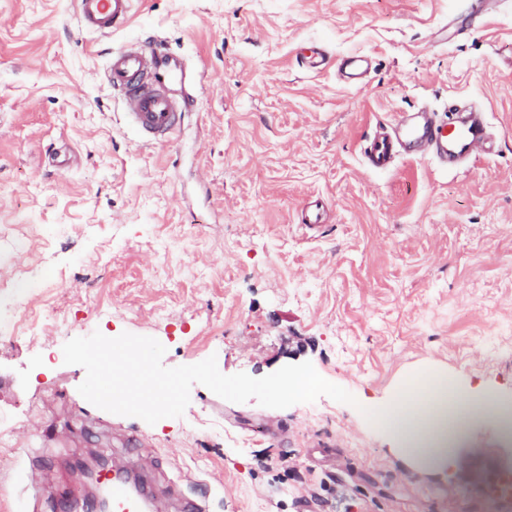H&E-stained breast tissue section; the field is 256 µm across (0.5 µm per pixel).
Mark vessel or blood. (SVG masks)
I'll return each mask as SVG.
<instances>
[{"label": "vessel or blood", "instance_id": "obj_1", "mask_svg": "<svg viewBox=\"0 0 512 512\" xmlns=\"http://www.w3.org/2000/svg\"><path fill=\"white\" fill-rule=\"evenodd\" d=\"M132 9L133 0H78L82 25L102 34L125 28ZM155 58L154 48L132 45L112 55L106 79L112 90L121 94L128 122L141 132L164 139L180 129L185 106L170 95L154 71ZM448 110L445 117L425 113L416 123L399 116L391 124V133L377 134L366 147L364 155L369 165L380 171L389 169L399 148L408 155L433 148L444 164L452 158L475 159L493 153L494 141L481 118L458 126L452 118L458 110L457 99L449 100ZM102 481L112 493V512H157L160 506L126 470L117 468L104 473Z\"/></svg>", "mask_w": 512, "mask_h": 512}]
</instances>
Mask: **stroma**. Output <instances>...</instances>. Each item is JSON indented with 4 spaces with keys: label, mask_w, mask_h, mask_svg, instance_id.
Masks as SVG:
<instances>
[{
    "label": "stroma",
    "mask_w": 512,
    "mask_h": 512,
    "mask_svg": "<svg viewBox=\"0 0 512 512\" xmlns=\"http://www.w3.org/2000/svg\"><path fill=\"white\" fill-rule=\"evenodd\" d=\"M134 0L83 29L77 0H0V512H52L91 453L146 472L168 512H512V438L475 426L449 475L367 421L418 367L512 401V0ZM155 46L193 109L148 140L104 81ZM331 65L307 68L304 49ZM367 57L356 84L336 61ZM456 97L494 153L368 167L383 123ZM321 201L324 224L300 222ZM157 339L166 367L216 357L260 378L311 362L356 405L286 409L193 385L148 424L89 403L62 348Z\"/></svg>",
    "instance_id": "35a3bbf8"
}]
</instances>
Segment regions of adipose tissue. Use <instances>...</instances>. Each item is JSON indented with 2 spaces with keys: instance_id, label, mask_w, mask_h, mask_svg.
I'll return each mask as SVG.
<instances>
[{
  "instance_id": "ef3b65f1",
  "label": "adipose tissue",
  "mask_w": 512,
  "mask_h": 512,
  "mask_svg": "<svg viewBox=\"0 0 512 512\" xmlns=\"http://www.w3.org/2000/svg\"><path fill=\"white\" fill-rule=\"evenodd\" d=\"M369 411L405 454L439 473L454 464L459 445L475 425L490 420L512 436V402L461 396L451 377L428 370L409 376L401 391L370 405Z\"/></svg>"
}]
</instances>
